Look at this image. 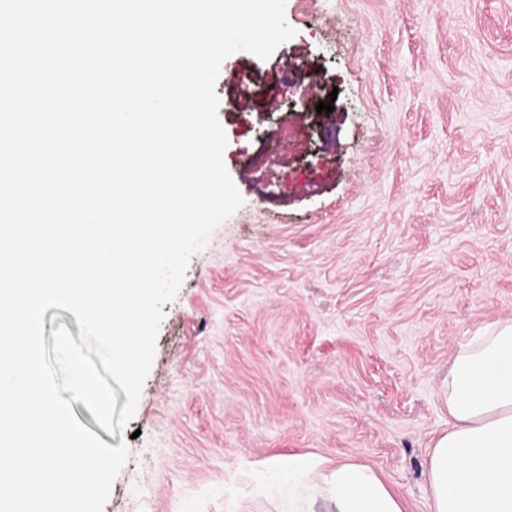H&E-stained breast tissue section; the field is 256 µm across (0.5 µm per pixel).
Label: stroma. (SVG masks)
<instances>
[{
	"mask_svg": "<svg viewBox=\"0 0 512 512\" xmlns=\"http://www.w3.org/2000/svg\"><path fill=\"white\" fill-rule=\"evenodd\" d=\"M215 83L241 206L169 303L104 512H288L270 459L372 465L426 512L452 355L512 318V0H285ZM292 69L283 104L279 78ZM334 110L317 113L319 102Z\"/></svg>",
	"mask_w": 512,
	"mask_h": 512,
	"instance_id": "1",
	"label": "stroma"
}]
</instances>
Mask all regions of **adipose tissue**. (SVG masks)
<instances>
[{
    "mask_svg": "<svg viewBox=\"0 0 512 512\" xmlns=\"http://www.w3.org/2000/svg\"><path fill=\"white\" fill-rule=\"evenodd\" d=\"M448 429L424 463L427 512H512V319L485 324L460 344L443 391ZM288 480V512L328 499L334 512H406L371 466L329 465L314 454L270 461Z\"/></svg>",
    "mask_w": 512,
    "mask_h": 512,
    "instance_id": "ef3b65f1",
    "label": "adipose tissue"
}]
</instances>
